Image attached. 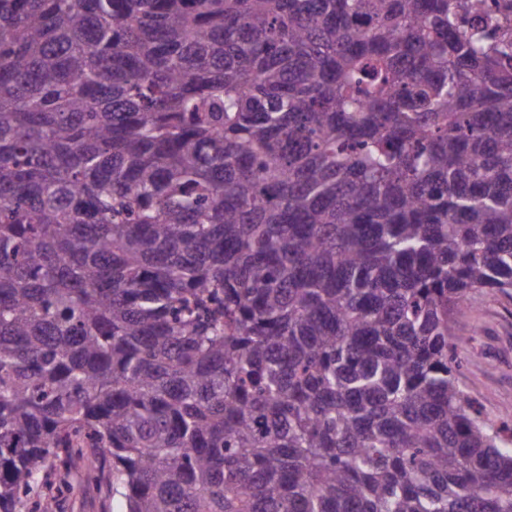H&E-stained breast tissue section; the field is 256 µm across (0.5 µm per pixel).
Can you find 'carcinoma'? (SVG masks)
<instances>
[{"instance_id":"cac0c4a2","label":"carcinoma","mask_w":512,"mask_h":512,"mask_svg":"<svg viewBox=\"0 0 512 512\" xmlns=\"http://www.w3.org/2000/svg\"><path fill=\"white\" fill-rule=\"evenodd\" d=\"M495 294L487 0H0V512L87 448L123 512H512ZM462 383L492 420L512 415V298L495 295L461 318ZM491 365H490V364Z\"/></svg>"}]
</instances>
